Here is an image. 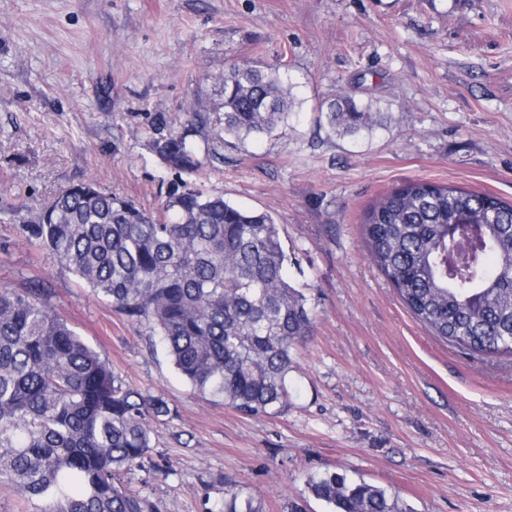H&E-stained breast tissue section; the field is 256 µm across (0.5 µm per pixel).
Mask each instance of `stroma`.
Listing matches in <instances>:
<instances>
[{"mask_svg": "<svg viewBox=\"0 0 512 512\" xmlns=\"http://www.w3.org/2000/svg\"><path fill=\"white\" fill-rule=\"evenodd\" d=\"M247 61L288 76L275 135L191 139L189 182L280 227L314 334L294 352L286 407L246 417L200 393L145 326L32 247L14 216L97 179L160 208L175 171L158 122L222 109L216 77ZM350 93L385 126L340 136L316 109ZM512 202V0H0V283L47 302L172 417L152 421L163 472L126 475L163 512H205L232 482L263 512H325L309 476L336 472L413 512H512V356L444 344L369 262L364 211L408 180Z\"/></svg>", "mask_w": 512, "mask_h": 512, "instance_id": "obj_1", "label": "stroma"}]
</instances>
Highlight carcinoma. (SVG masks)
<instances>
[{
	"mask_svg": "<svg viewBox=\"0 0 512 512\" xmlns=\"http://www.w3.org/2000/svg\"><path fill=\"white\" fill-rule=\"evenodd\" d=\"M224 137L245 143L288 122L294 98L279 71L235 64L218 77ZM329 129L377 122L346 93L326 108ZM155 150L196 169L191 127ZM22 231L113 311L148 327L197 390L247 417L287 404L293 351L313 335L304 293L288 281L278 225L187 182L148 211L95 180L55 195ZM368 257L413 318L472 354H512V203L461 187L409 181L366 209ZM455 224L457 228L450 229ZM172 414L128 386L48 304L0 284V487L30 512H161L124 475L145 468L150 422ZM328 512H412L399 494L325 474L309 480ZM208 512H262L233 488Z\"/></svg>",
	"mask_w": 512,
	"mask_h": 512,
	"instance_id": "obj_1",
	"label": "carcinoma"
}]
</instances>
